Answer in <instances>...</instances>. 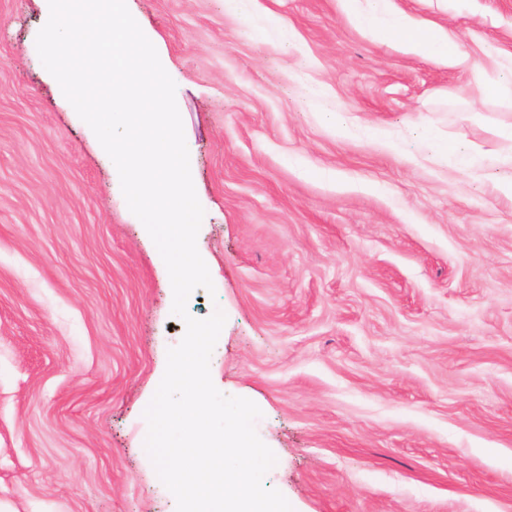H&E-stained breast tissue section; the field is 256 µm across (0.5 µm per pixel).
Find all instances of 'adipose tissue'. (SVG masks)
Masks as SVG:
<instances>
[{
	"label": "adipose tissue",
	"mask_w": 512,
	"mask_h": 512,
	"mask_svg": "<svg viewBox=\"0 0 512 512\" xmlns=\"http://www.w3.org/2000/svg\"><path fill=\"white\" fill-rule=\"evenodd\" d=\"M390 35L410 53L420 57H438L452 65H469L470 58L458 41L442 27L423 24L400 13L388 26Z\"/></svg>",
	"instance_id": "adipose-tissue-1"
}]
</instances>
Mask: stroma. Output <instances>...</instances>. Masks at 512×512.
<instances>
[{
    "label": "stroma",
    "mask_w": 512,
    "mask_h": 512,
    "mask_svg": "<svg viewBox=\"0 0 512 512\" xmlns=\"http://www.w3.org/2000/svg\"><path fill=\"white\" fill-rule=\"evenodd\" d=\"M126 4L176 84L215 286L187 310L227 317L211 378L262 412L264 485L293 512H512V0L391 2L493 97L338 0ZM44 13L0 0V512H176L143 413L185 323ZM386 28L410 53L420 57H439L452 65H465L470 68L475 78L484 81V70L470 62L468 54L461 49L458 41L447 29L422 24L404 13L395 15ZM485 85L488 92L497 93L499 90L497 82H485Z\"/></svg>",
    "instance_id": "stroma-1"
}]
</instances>
